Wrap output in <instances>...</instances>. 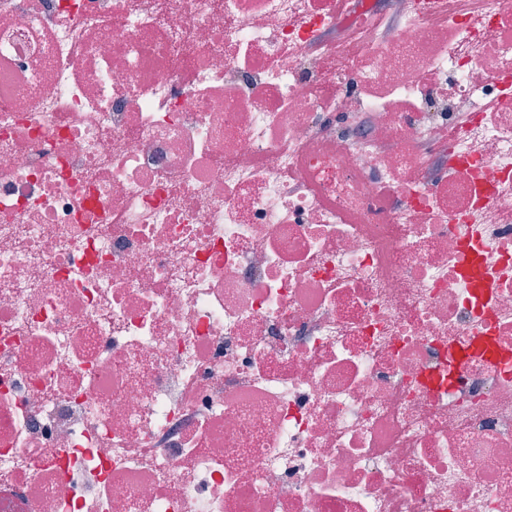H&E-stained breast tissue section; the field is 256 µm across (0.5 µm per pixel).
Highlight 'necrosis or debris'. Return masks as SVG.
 Listing matches in <instances>:
<instances>
[{
	"instance_id": "1",
	"label": "necrosis or debris",
	"mask_w": 512,
	"mask_h": 512,
	"mask_svg": "<svg viewBox=\"0 0 512 512\" xmlns=\"http://www.w3.org/2000/svg\"><path fill=\"white\" fill-rule=\"evenodd\" d=\"M0 512H512V0H0Z\"/></svg>"
}]
</instances>
